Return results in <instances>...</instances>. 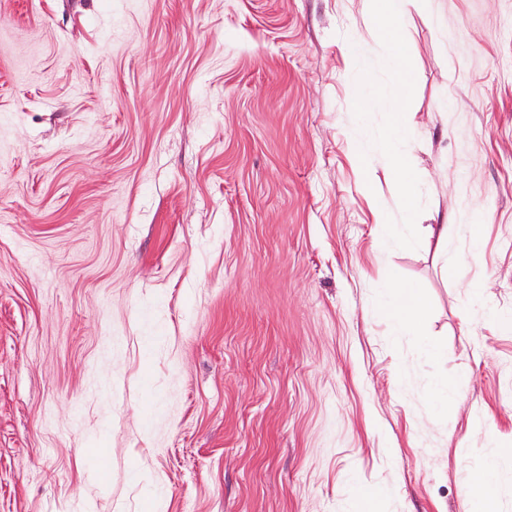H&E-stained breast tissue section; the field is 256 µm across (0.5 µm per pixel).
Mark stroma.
<instances>
[{"label":"stroma","instance_id":"obj_1","mask_svg":"<svg viewBox=\"0 0 512 512\" xmlns=\"http://www.w3.org/2000/svg\"><path fill=\"white\" fill-rule=\"evenodd\" d=\"M354 37L367 0H0V512H467L492 457L512 512V0L405 29L441 255L375 221ZM382 288L388 296L385 314L391 335L401 329L420 333L426 322L424 302L420 294L410 286L399 283L396 277L388 280Z\"/></svg>","mask_w":512,"mask_h":512}]
</instances>
